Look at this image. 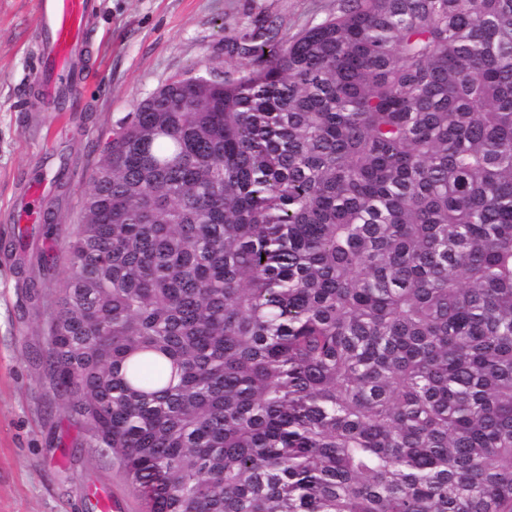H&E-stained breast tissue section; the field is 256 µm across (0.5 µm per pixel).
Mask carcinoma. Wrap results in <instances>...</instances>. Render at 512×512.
Returning a JSON list of instances; mask_svg holds the SVG:
<instances>
[{"label":"carcinoma","instance_id":"cac0c4a2","mask_svg":"<svg viewBox=\"0 0 512 512\" xmlns=\"http://www.w3.org/2000/svg\"><path fill=\"white\" fill-rule=\"evenodd\" d=\"M112 129L47 367L145 512H512V0H336Z\"/></svg>","mask_w":512,"mask_h":512}]
</instances>
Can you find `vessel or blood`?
I'll list each match as a JSON object with an SVG mask.
<instances>
[{
	"mask_svg": "<svg viewBox=\"0 0 512 512\" xmlns=\"http://www.w3.org/2000/svg\"><path fill=\"white\" fill-rule=\"evenodd\" d=\"M97 11L98 0H38L37 21L44 40L32 82L51 111H71L82 92L79 74Z\"/></svg>",
	"mask_w": 512,
	"mask_h": 512,
	"instance_id": "1",
	"label": "vessel or blood"
}]
</instances>
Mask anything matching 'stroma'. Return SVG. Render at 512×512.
I'll return each mask as SVG.
<instances>
[{
    "label": "stroma",
    "instance_id": "35a3bbf8",
    "mask_svg": "<svg viewBox=\"0 0 512 512\" xmlns=\"http://www.w3.org/2000/svg\"><path fill=\"white\" fill-rule=\"evenodd\" d=\"M37 2L0 0V512H92L101 485L120 512H142L119 462L91 446L46 370V316L98 146L171 79L234 72L226 40L254 21H273L286 39L335 0H100L73 112L50 111L28 83L43 42Z\"/></svg>",
    "mask_w": 512,
    "mask_h": 512
}]
</instances>
